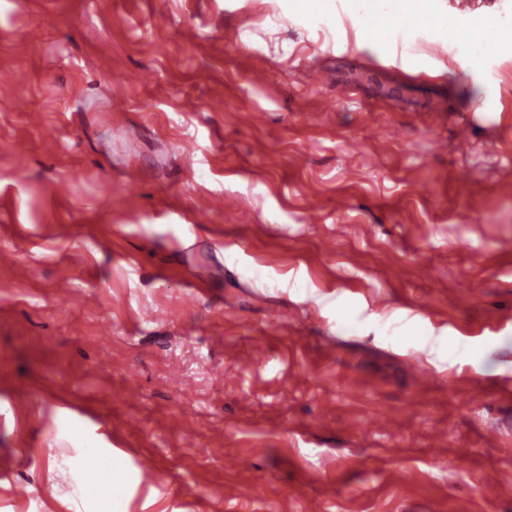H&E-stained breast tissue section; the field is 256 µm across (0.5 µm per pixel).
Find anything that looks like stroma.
<instances>
[{
    "label": "stroma",
    "mask_w": 512,
    "mask_h": 512,
    "mask_svg": "<svg viewBox=\"0 0 512 512\" xmlns=\"http://www.w3.org/2000/svg\"><path fill=\"white\" fill-rule=\"evenodd\" d=\"M431 2L0 0V512H512V0Z\"/></svg>",
    "instance_id": "obj_1"
}]
</instances>
